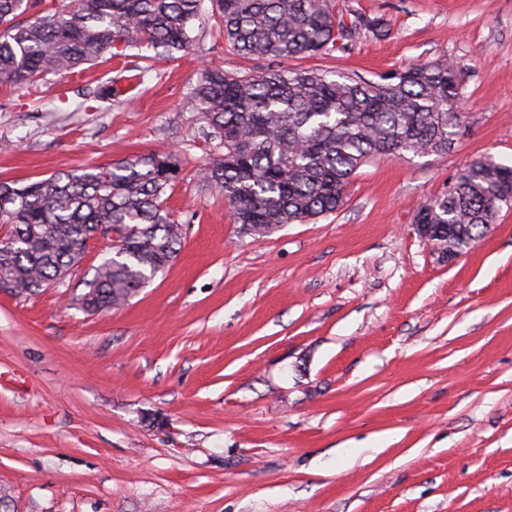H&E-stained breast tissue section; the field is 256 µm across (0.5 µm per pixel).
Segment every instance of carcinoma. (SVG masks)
<instances>
[{"label":"carcinoma","mask_w":512,"mask_h":512,"mask_svg":"<svg viewBox=\"0 0 512 512\" xmlns=\"http://www.w3.org/2000/svg\"><path fill=\"white\" fill-rule=\"evenodd\" d=\"M210 2L234 50L279 61L259 72L206 67L191 91L213 143L199 176L224 192L245 232L269 236L335 213L372 158L446 153L454 143L464 118L456 62L413 64L377 81L296 69L288 62L343 51L381 22L353 10L340 16L336 0ZM203 16V0H74L69 9L0 0V84L77 73L132 47L156 58L189 53ZM179 165L171 150L29 183L1 180L0 282L16 296L63 284L82 260L80 246L110 224L116 245L75 302L87 314L124 306L181 248L183 225L164 206ZM511 205L512 166L479 157L421 207L416 223L434 225L458 255Z\"/></svg>","instance_id":"obj_1"}]
</instances>
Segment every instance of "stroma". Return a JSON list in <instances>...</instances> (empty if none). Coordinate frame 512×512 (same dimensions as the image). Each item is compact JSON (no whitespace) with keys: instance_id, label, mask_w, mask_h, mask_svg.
<instances>
[{"instance_id":"35a3bbf8","label":"stroma","mask_w":512,"mask_h":512,"mask_svg":"<svg viewBox=\"0 0 512 512\" xmlns=\"http://www.w3.org/2000/svg\"><path fill=\"white\" fill-rule=\"evenodd\" d=\"M382 18L300 58L369 80L460 63L448 153L376 158L340 210L243 233L188 96L204 67L260 70L211 23L197 51L138 50L80 75L0 85V179L181 149L177 258L123 308L64 285L0 291V496L10 512H512V208L442 259L415 216L470 161L512 165V0H338ZM120 103L93 99L110 80Z\"/></svg>"}]
</instances>
